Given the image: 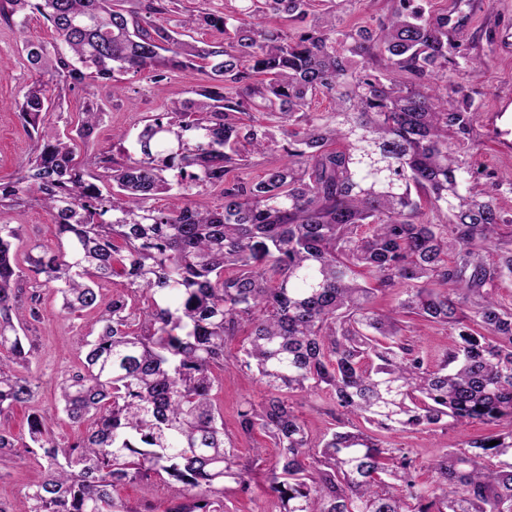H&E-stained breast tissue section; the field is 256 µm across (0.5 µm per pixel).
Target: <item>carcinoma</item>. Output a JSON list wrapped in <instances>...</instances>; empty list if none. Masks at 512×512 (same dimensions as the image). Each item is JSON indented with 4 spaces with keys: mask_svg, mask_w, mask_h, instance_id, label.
<instances>
[{
    "mask_svg": "<svg viewBox=\"0 0 512 512\" xmlns=\"http://www.w3.org/2000/svg\"><path fill=\"white\" fill-rule=\"evenodd\" d=\"M429 5L398 0L371 29L345 26L338 3L316 13L311 0H247L181 21L224 32L202 47L154 23L171 0H0L1 19L35 10L58 39L23 45L36 79L20 109L36 144L22 175L0 183V204L39 193L59 240L55 251L30 240L21 257L19 227L0 224V414L36 397L21 332L38 310L20 306L22 289H51L96 327L57 386L85 434L62 443L32 413L27 448L45 477L0 512H137L114 496L134 481L166 487L165 512H225V484L246 491L254 473L227 445L213 398L231 368L266 391L238 425L277 448L268 481L280 512H512V461L501 460L512 456V308L497 298L512 277L497 192L512 177L481 189L462 159L476 111L448 66L478 63L453 56L448 12ZM269 13L309 24L290 34ZM189 68L207 75L197 99L146 120L122 162L108 149L73 163L101 113H82L74 134L47 123V76L77 85ZM318 93L333 111L311 110ZM252 110L268 123L245 122ZM280 140L281 164L256 182L239 176ZM198 187L220 189V203L193 205ZM173 190L183 205H150ZM442 213L449 223L434 221ZM117 263L126 291L106 302L97 286ZM379 290L394 308L372 307ZM402 317L457 326L458 340L433 359ZM294 392L326 393L339 412L317 444ZM502 421L507 431L449 450L429 486L389 441Z\"/></svg>",
    "mask_w": 512,
    "mask_h": 512,
    "instance_id": "1",
    "label": "carcinoma"
}]
</instances>
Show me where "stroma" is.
I'll return each instance as SVG.
<instances>
[{
  "instance_id": "1",
  "label": "stroma",
  "mask_w": 512,
  "mask_h": 512,
  "mask_svg": "<svg viewBox=\"0 0 512 512\" xmlns=\"http://www.w3.org/2000/svg\"><path fill=\"white\" fill-rule=\"evenodd\" d=\"M435 11L456 8L465 13V25L452 42L460 51L480 57L481 68L474 73L449 69L448 78L469 94L477 110L472 146L465 159L480 187H487L491 177L512 175V152H506L490 127V113L501 97H512V46L503 43L505 33L512 32V0H432ZM53 45L55 33L40 15H30L26 23L0 20V182L16 180L33 151V142L20 116L23 95L34 77L23 50L24 41ZM204 74L188 69L166 73L160 82L150 81L146 74L121 72L116 82L86 79L72 85L57 79L47 86L52 103L47 115L59 129L75 128L80 112L94 109L102 121L91 139L81 144L77 159L117 145L119 133L136 134L144 117L164 111L173 100L193 98L195 89L205 84ZM0 224L20 228L21 241L39 239L49 248H57L58 239L51 217L38 195H30L20 207H0ZM30 289H23L22 306L37 304L40 317L25 328L32 348L28 373L38 386L35 407L16 406L0 414V429L8 431L18 446L9 461L0 464V503L16 506L27 485L39 480L41 469L24 446L28 439V417L40 410L50 419L56 437L63 442L76 440L83 431L81 424L70 421L56 400V386L65 374L79 364L78 342L86 336L92 317L68 316L61 312V301L52 291L41 290L38 301H31ZM264 389L255 381L235 373L224 376L214 399L224 411V432L233 443L240 461L251 460L255 448L267 447L262 433L241 436L237 412L248 400L259 401ZM295 409L313 438H321L334 425L330 404L325 396L293 394ZM492 427L473 424L433 433L411 431L396 437L397 443L410 449L420 482L435 478V465L444 452L463 447L470 439L492 434ZM267 463H260L248 491L231 487L225 501L231 512H280V503L268 490Z\"/></svg>"
}]
</instances>
